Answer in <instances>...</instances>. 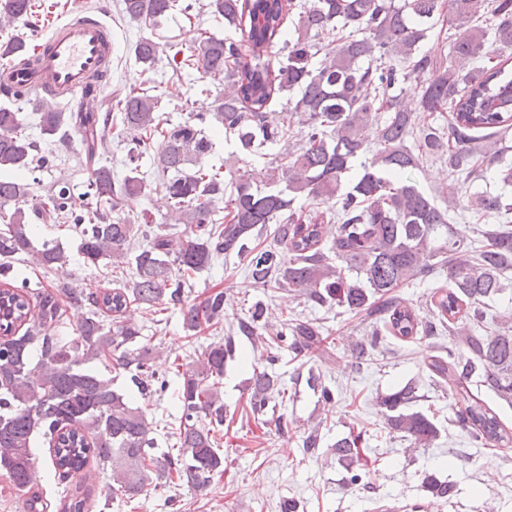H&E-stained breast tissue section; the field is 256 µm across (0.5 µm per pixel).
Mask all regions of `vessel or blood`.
I'll list each match as a JSON object with an SVG mask.
<instances>
[{
    "mask_svg": "<svg viewBox=\"0 0 512 512\" xmlns=\"http://www.w3.org/2000/svg\"><path fill=\"white\" fill-rule=\"evenodd\" d=\"M112 52L111 24L71 10L39 36L32 63L8 69L7 76L35 100L63 102L84 112L112 69Z\"/></svg>",
    "mask_w": 512,
    "mask_h": 512,
    "instance_id": "1",
    "label": "vessel or blood"
}]
</instances>
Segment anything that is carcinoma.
I'll use <instances>...</instances> for the list:
<instances>
[{"label":"carcinoma","mask_w":512,"mask_h":512,"mask_svg":"<svg viewBox=\"0 0 512 512\" xmlns=\"http://www.w3.org/2000/svg\"><path fill=\"white\" fill-rule=\"evenodd\" d=\"M178 0H122L123 17L151 28L174 10ZM224 27L241 38L206 35L196 40L182 68L230 81L234 91L218 100L214 111L166 130L158 115L160 97L145 91L117 94L103 112H61L53 104L38 105L41 135L54 137L70 126L81 136L85 162L94 166L90 204L77 206L69 188L57 183L39 196L37 219H51L80 229V252L86 263L102 259L135 267L131 284L98 296L64 287L77 304L112 312L105 327L92 312L66 340L47 334L64 311L50 291L38 294L33 309L24 292L26 280L13 285L14 262L27 261L45 271L68 262L59 243L33 246V225L24 203L33 194L24 171L52 163L54 150L25 133L21 113L0 107V471L18 490L31 482L36 457L35 435L49 437L50 459L66 480L89 460L109 467L113 484L107 498L132 500L170 484L205 494L224 472V454L215 428L224 425L221 397L224 362L234 356V337L208 344L197 358L177 371L181 416L177 447L157 455L156 431L140 407L112 388V379L84 367L99 361L113 369L134 368L131 379L144 395L164 392L167 374L154 367L157 351L143 344L129 346L139 330L124 322L136 304L154 315L159 306L181 310L183 328L196 335L224 321V292L213 290L191 304L185 286L221 257L235 255L261 288L288 290L313 308H344L362 314L394 336L412 338L468 318L472 331L448 350V359L434 357L431 371L448 385L463 430L481 445L512 442L499 418L470 390L473 376L500 399L512 403V313L499 315L498 330H485L487 302L512 288V204L503 193L466 195L465 185L479 177L480 163L502 162L503 140L512 129V78L500 57L512 48V0H311L298 14L294 31L284 28L292 0H210ZM33 0H0V30L32 14ZM452 15L455 32L448 46L424 49L427 32ZM336 36L323 51L321 39ZM279 47L281 59L271 69L267 57ZM28 44L20 37L0 41V58L23 64ZM161 44L141 38L137 59L156 63ZM322 60H317L319 54ZM411 80L413 107L390 90ZM275 96L287 98L291 118L302 126V143L270 171L268 186L253 185L240 170L191 167L208 151L202 127L218 124L233 131L243 148L260 150L286 135L285 125L268 119ZM451 113L448 127L437 124ZM114 136L128 141L134 167L121 180L112 168L96 163L99 147ZM157 150V173L173 201L167 224H190L184 236H173L148 224L126 223L123 209L147 187L135 166ZM448 156V184L441 194L446 209L408 178L430 156ZM361 169L347 182L354 162ZM303 196L327 207V222H304L294 209ZM224 203L223 221L212 219ZM462 209L477 221L499 225L483 232V240L458 236L449 211ZM274 224L277 246L251 244L258 225ZM147 241L132 250L135 231ZM330 246H325L326 241ZM447 273L448 286L431 296L435 316L422 321L416 310L393 292L437 269ZM25 326L22 335L16 327ZM237 332L253 345L278 343L294 357L321 350V326L309 321L274 324L257 301L239 320ZM369 340L351 342L359 360L376 347ZM40 359L31 365L30 351ZM279 376L256 371L250 384L253 417L282 428V416L267 417L269 404L284 398ZM416 386L408 384L381 396L378 406L386 424L404 434L414 448H427L438 429L423 413L412 410ZM360 436L339 439L331 451L340 462L359 461ZM91 490L77 485L60 502V512H89Z\"/></svg>","instance_id":"cac0c4a2"}]
</instances>
